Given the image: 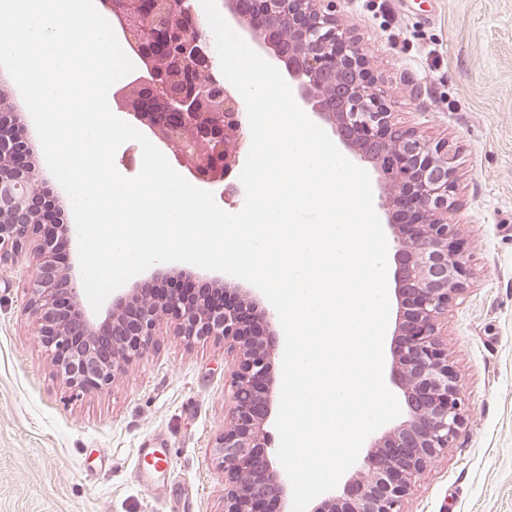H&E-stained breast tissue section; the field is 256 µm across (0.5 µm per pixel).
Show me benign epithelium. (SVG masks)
<instances>
[{
  "instance_id": "1",
  "label": "benign epithelium",
  "mask_w": 512,
  "mask_h": 512,
  "mask_svg": "<svg viewBox=\"0 0 512 512\" xmlns=\"http://www.w3.org/2000/svg\"><path fill=\"white\" fill-rule=\"evenodd\" d=\"M160 0H111L139 69L114 92L127 115L169 147L204 183L235 188L251 145L246 105L217 64L215 39L197 0L159 12ZM225 20L282 63L296 103L329 125L349 158L370 165L390 231L396 318L389 379L401 392L400 420L375 432L342 488L314 499L309 512H405L419 476L448 451L465 423L462 385L440 339L438 321L463 294L471 272L455 240L451 193L456 171L445 146L401 125L392 97L369 68L364 49L336 15V0H224ZM0 160L18 140L4 133ZM45 175L21 163L0 173V258L35 240L29 307L37 336L66 383L104 391L154 344L164 321L189 340L222 337L234 357L231 407L212 456L224 472V512H276L292 486L269 451L266 429L285 344L261 291L221 274L227 299L156 298L136 281L90 311L77 264L61 271L58 242L73 225L38 222Z\"/></svg>"
}]
</instances>
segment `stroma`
Returning <instances> with one entry per match:
<instances>
[{
  "instance_id": "obj_1",
  "label": "stroma",
  "mask_w": 512,
  "mask_h": 512,
  "mask_svg": "<svg viewBox=\"0 0 512 512\" xmlns=\"http://www.w3.org/2000/svg\"><path fill=\"white\" fill-rule=\"evenodd\" d=\"M395 118L447 143L471 277L439 330L466 424L405 512H512V0H337ZM23 248L0 263V512H224L210 447L233 359L161 325L109 389L73 392L40 342ZM163 474L144 476V449Z\"/></svg>"
}]
</instances>
